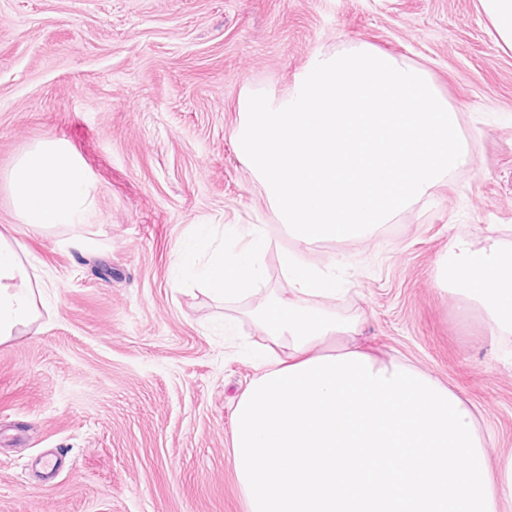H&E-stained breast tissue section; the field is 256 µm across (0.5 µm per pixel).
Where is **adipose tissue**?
Instances as JSON below:
<instances>
[{"instance_id": "obj_1", "label": "adipose tissue", "mask_w": 512, "mask_h": 512, "mask_svg": "<svg viewBox=\"0 0 512 512\" xmlns=\"http://www.w3.org/2000/svg\"><path fill=\"white\" fill-rule=\"evenodd\" d=\"M7 186L21 223L66 226L83 241L96 188L66 144L25 152ZM250 234L229 256L195 226L176 263L223 299L248 294L268 245L258 229ZM23 255L19 240L0 234V343L39 316L46 282ZM283 264L294 297L256 309L271 348L235 408L232 462L247 512H512V451L490 462L472 408L432 377L357 345V324L305 303L335 298V280L293 254ZM440 279L483 312L492 335H512L511 251L455 241Z\"/></svg>"}]
</instances>
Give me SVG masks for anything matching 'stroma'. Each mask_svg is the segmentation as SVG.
<instances>
[{"label": "stroma", "mask_w": 512, "mask_h": 512, "mask_svg": "<svg viewBox=\"0 0 512 512\" xmlns=\"http://www.w3.org/2000/svg\"><path fill=\"white\" fill-rule=\"evenodd\" d=\"M364 42L423 65L461 119L466 165L391 223L300 242L239 157L244 95H282L319 52ZM65 140L96 186L85 229L21 224L15 161ZM197 224L269 240L257 294L180 281ZM0 232L46 275L29 331L0 344V512H246L231 439L290 298L281 254L335 273L325 308L357 343L457 393L490 458L512 448V335L438 283L458 239L512 250V50L479 0H0Z\"/></svg>", "instance_id": "stroma-1"}]
</instances>
